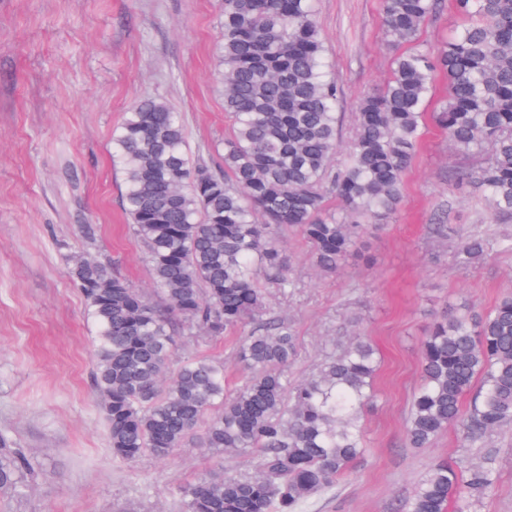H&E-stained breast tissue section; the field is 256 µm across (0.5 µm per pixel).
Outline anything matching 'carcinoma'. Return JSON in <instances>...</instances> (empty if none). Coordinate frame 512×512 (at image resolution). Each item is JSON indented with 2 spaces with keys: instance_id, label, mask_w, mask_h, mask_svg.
<instances>
[{
  "instance_id": "1",
  "label": "carcinoma",
  "mask_w": 512,
  "mask_h": 512,
  "mask_svg": "<svg viewBox=\"0 0 512 512\" xmlns=\"http://www.w3.org/2000/svg\"><path fill=\"white\" fill-rule=\"evenodd\" d=\"M315 0H222L218 44L224 111L233 128L223 163L191 161L181 114L141 98L112 136L124 180L122 206L143 244L153 291L170 310L98 261L73 264L95 327V388L112 454L135 462L166 457L186 440L226 453L256 452L251 475L218 465L183 486L181 512H298L346 475L363 453V409L378 352L358 338L319 371L290 386L283 371L295 336L265 318L261 276L294 286L277 247L294 227L315 266L334 273L370 227L392 218L426 123L455 151L480 159L461 176L481 189L497 216L512 217V0H453L463 19L437 47L399 54L391 77L366 94L353 120L347 159L339 144L340 79L326 60ZM443 0H383L390 42L416 40ZM448 96L427 111L438 75ZM336 197L337 207L327 204ZM490 241L461 242L464 263ZM188 330L220 339L250 324L237 358L244 383L224 393V359L178 362ZM423 382L414 394L406 442L424 448L453 423L471 438L512 424V293L486 314H443L424 334ZM31 464L0 436V486L17 487ZM491 483L483 467L435 464L408 512H457Z\"/></svg>"
}]
</instances>
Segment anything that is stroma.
Instances as JSON below:
<instances>
[{"instance_id":"obj_1","label":"stroma","mask_w":512,"mask_h":512,"mask_svg":"<svg viewBox=\"0 0 512 512\" xmlns=\"http://www.w3.org/2000/svg\"><path fill=\"white\" fill-rule=\"evenodd\" d=\"M316 9L341 77L345 146L361 98L405 47L384 35L382 0H316ZM221 24L220 0H0V433L33 465L23 486L0 487V512H181L178 486L217 462L253 469L252 454H219L195 439L166 458L113 456L94 388L93 328L70 277L84 257L151 291L145 250L122 208L112 135L137 99L158 98L181 112L192 159L221 163L231 131L216 80ZM464 164L428 128L395 217L338 272L317 271L302 236L280 232L295 285L261 284L269 317L296 338L289 383L358 337L381 357L364 455L301 512H406L434 463L460 460L493 472L471 512H512V425L477 440L452 425L427 448L404 437L428 324L446 311L486 313L512 291V222L456 179ZM440 222L447 231H435ZM474 234L494 246L466 266L457 249ZM237 342L234 334L188 341L177 356L223 357L231 392L244 380Z\"/></svg>"}]
</instances>
